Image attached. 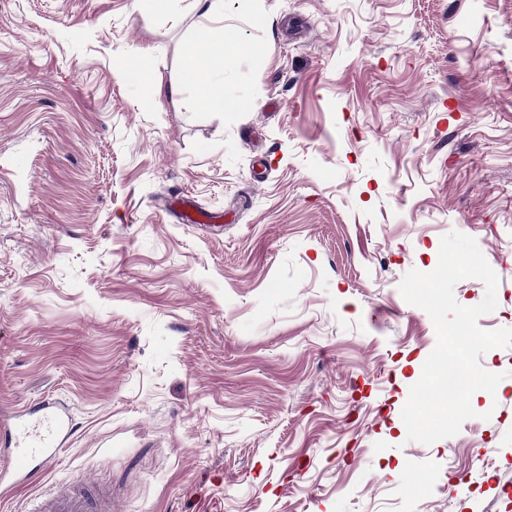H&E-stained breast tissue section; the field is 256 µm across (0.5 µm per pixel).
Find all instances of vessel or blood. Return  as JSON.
I'll return each instance as SVG.
<instances>
[{
  "label": "vessel or blood",
  "mask_w": 512,
  "mask_h": 512,
  "mask_svg": "<svg viewBox=\"0 0 512 512\" xmlns=\"http://www.w3.org/2000/svg\"><path fill=\"white\" fill-rule=\"evenodd\" d=\"M71 431L66 406L46 402L18 412L7 437L0 439V500L11 498L20 483L52 464ZM36 512H112V499L82 481L69 480L41 497Z\"/></svg>",
  "instance_id": "vessel-or-blood-1"
}]
</instances>
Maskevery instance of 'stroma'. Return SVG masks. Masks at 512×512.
Segmentation results:
<instances>
[{"label": "stroma", "mask_w": 512, "mask_h": 512, "mask_svg": "<svg viewBox=\"0 0 512 512\" xmlns=\"http://www.w3.org/2000/svg\"><path fill=\"white\" fill-rule=\"evenodd\" d=\"M201 28L239 111L121 73L178 81ZM453 230L512 329V0H0V413L73 417L0 512L79 477L120 512H512V348L457 435L401 418L436 334L399 284Z\"/></svg>", "instance_id": "1"}]
</instances>
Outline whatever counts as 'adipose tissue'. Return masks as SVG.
<instances>
[{
  "instance_id": "obj_1",
  "label": "adipose tissue",
  "mask_w": 512,
  "mask_h": 512,
  "mask_svg": "<svg viewBox=\"0 0 512 512\" xmlns=\"http://www.w3.org/2000/svg\"><path fill=\"white\" fill-rule=\"evenodd\" d=\"M229 58L220 50L187 56L182 65L181 83L172 84L171 93H179L182 84L198 87L205 106L213 111L226 112L239 109L238 101L225 98L223 76Z\"/></svg>"
}]
</instances>
